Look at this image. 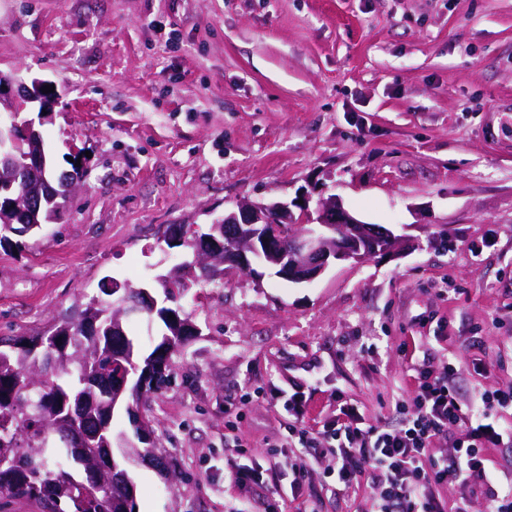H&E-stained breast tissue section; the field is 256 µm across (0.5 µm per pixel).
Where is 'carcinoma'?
Wrapping results in <instances>:
<instances>
[{
    "label": "carcinoma",
    "mask_w": 512,
    "mask_h": 512,
    "mask_svg": "<svg viewBox=\"0 0 512 512\" xmlns=\"http://www.w3.org/2000/svg\"><path fill=\"white\" fill-rule=\"evenodd\" d=\"M46 178L54 194L33 207L34 224L59 219L57 208L66 187L90 175L86 160L73 155L70 169L56 176L46 161ZM22 225L0 218V246L21 242ZM178 275L156 278L160 292L142 313L160 320L164 332L151 351L128 337L121 303L112 298V280L73 320L48 336L21 337L14 349L0 351V500H23L37 512H136V496L111 483L110 471L85 459L96 451L102 462L123 468L126 455L145 450L138 438L137 412L150 411L154 394L169 384L172 356L188 339L192 317L179 304L191 282L223 279L224 266L185 259ZM130 369L124 390L112 384V365ZM124 411L134 435L113 425ZM91 435L89 445L69 443L71 432Z\"/></svg>",
    "instance_id": "carcinoma-1"
}]
</instances>
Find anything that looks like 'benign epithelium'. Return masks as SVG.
Here are the masks:
<instances>
[{
    "instance_id": "1",
    "label": "benign epithelium",
    "mask_w": 512,
    "mask_h": 512,
    "mask_svg": "<svg viewBox=\"0 0 512 512\" xmlns=\"http://www.w3.org/2000/svg\"><path fill=\"white\" fill-rule=\"evenodd\" d=\"M46 85L48 82L41 79L27 84L10 75L0 77V105L13 118L12 124L0 125V186L6 183L15 188L21 199L53 192L44 176L46 160L41 147L32 145L21 161L5 150L6 140L14 138L13 127L20 125L19 117L27 104L38 103L44 112L55 103L56 95L42 92ZM214 223L237 228L230 237L232 245L223 247L210 238L199 239V258L210 259L222 247L224 264L251 275L255 273L253 264L263 257L266 267L279 271L277 277L293 283L311 282L338 261L361 263L376 256H397L406 243L404 237L390 230H379L357 219L333 195L310 207V196L305 192L291 201L241 200ZM286 227L288 248L277 251L274 242Z\"/></svg>"
}]
</instances>
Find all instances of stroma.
Segmentation results:
<instances>
[{"mask_svg": "<svg viewBox=\"0 0 512 512\" xmlns=\"http://www.w3.org/2000/svg\"><path fill=\"white\" fill-rule=\"evenodd\" d=\"M0 72L41 78L56 170L91 173L56 224L0 247V339L37 336L104 277L153 285L163 236L240 198L339 197L411 244L309 283L235 269L191 285L199 327L152 403L163 462L135 461L139 512H370L323 465L243 488L337 396L391 421L410 363H453L463 404L512 383V0H0ZM247 446L237 449L235 437ZM282 456V457H281ZM287 464V458L282 453L273 452L271 459L266 466L240 468L232 465L234 469V479L242 486H251L264 484L269 474H276L282 467Z\"/></svg>", "mask_w": 512, "mask_h": 512, "instance_id": "35a3bbf8", "label": "stroma"}]
</instances>
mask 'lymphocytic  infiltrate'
Masks as SVG:
<instances>
[{
  "mask_svg": "<svg viewBox=\"0 0 512 512\" xmlns=\"http://www.w3.org/2000/svg\"><path fill=\"white\" fill-rule=\"evenodd\" d=\"M454 378L449 364L438 374L418 369L408 398L395 405V422L367 423L343 403L336 418L317 430L305 425L307 396L294 392L287 403V445L301 447L310 463H325L337 483L349 486L369 475L374 512H445L438 487L455 484L466 492L474 478L488 512H512V470L490 473L484 464L488 449L512 447V425L498 417L499 410L512 408V385L484 390L465 407ZM453 427L462 428V437H450ZM442 443L451 444L450 455H435Z\"/></svg>",
  "mask_w": 512,
  "mask_h": 512,
  "instance_id": "obj_1",
  "label": "lymphocytic infiltrate"
}]
</instances>
